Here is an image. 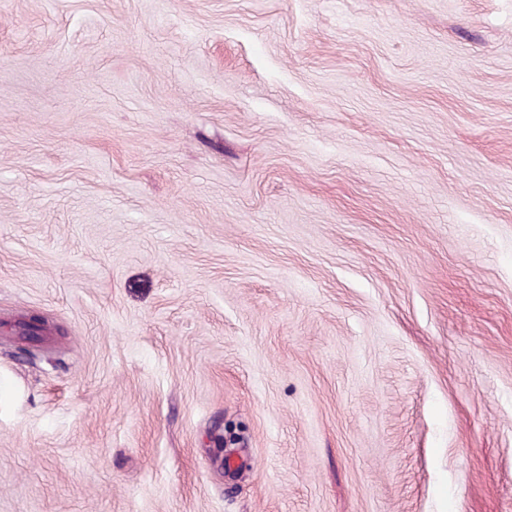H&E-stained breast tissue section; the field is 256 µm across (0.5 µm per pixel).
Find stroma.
Listing matches in <instances>:
<instances>
[{
	"mask_svg": "<svg viewBox=\"0 0 512 512\" xmlns=\"http://www.w3.org/2000/svg\"><path fill=\"white\" fill-rule=\"evenodd\" d=\"M0 512H512V0H0Z\"/></svg>",
	"mask_w": 512,
	"mask_h": 512,
	"instance_id": "35a3bbf8",
	"label": "stroma"
}]
</instances>
